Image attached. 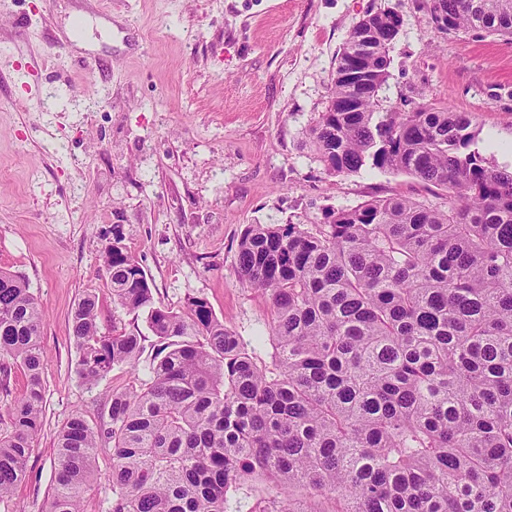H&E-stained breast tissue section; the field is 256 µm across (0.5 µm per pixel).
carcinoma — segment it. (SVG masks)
Masks as SVG:
<instances>
[{"label": "carcinoma", "instance_id": "obj_1", "mask_svg": "<svg viewBox=\"0 0 512 512\" xmlns=\"http://www.w3.org/2000/svg\"><path fill=\"white\" fill-rule=\"evenodd\" d=\"M432 15L512 41V0H434ZM398 25L392 11L356 23L309 135L331 174L404 173L447 201L373 198L325 228L248 225L238 275L270 302L253 342L203 297L156 304L112 225V303L144 314L157 344L142 360L141 337L101 332L96 295L79 299V377L93 387L118 367L134 382L112 391L107 421L76 412L61 427L45 512H89L103 448L94 512H241L235 492L254 475L279 492L252 512H512V172L486 166L468 112L379 111ZM43 323L27 281L0 270V501L27 479L42 428Z\"/></svg>", "mask_w": 512, "mask_h": 512}]
</instances>
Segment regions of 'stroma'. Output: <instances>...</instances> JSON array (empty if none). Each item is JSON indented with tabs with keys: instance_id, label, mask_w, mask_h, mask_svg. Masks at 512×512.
I'll list each match as a JSON object with an SVG mask.
<instances>
[{
	"instance_id": "1",
	"label": "stroma",
	"mask_w": 512,
	"mask_h": 512,
	"mask_svg": "<svg viewBox=\"0 0 512 512\" xmlns=\"http://www.w3.org/2000/svg\"><path fill=\"white\" fill-rule=\"evenodd\" d=\"M432 0H0V269L45 312L43 425L28 477L0 512H42L58 430L107 416L77 373L71 311L96 293L100 328L152 341L115 306L101 238L120 225L156 301L206 298L225 326L266 332L269 303L237 274L250 224H326L373 197L438 203L418 179L329 174L307 131L332 92L336 55L366 13L399 17L382 110L425 102L472 113L488 165L512 166V44L447 32ZM505 151L492 149V142Z\"/></svg>"
}]
</instances>
